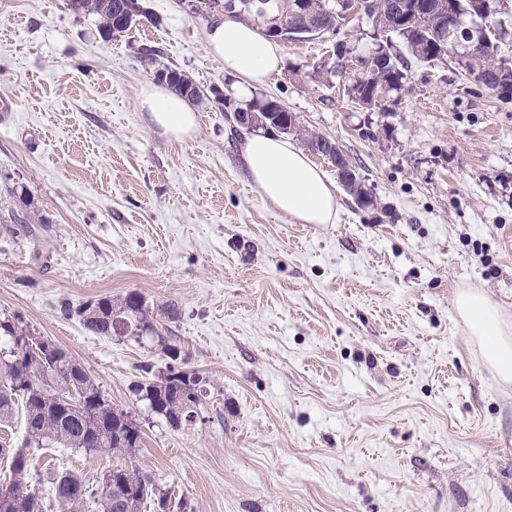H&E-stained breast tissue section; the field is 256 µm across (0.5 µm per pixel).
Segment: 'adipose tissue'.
I'll return each mask as SVG.
<instances>
[{
  "instance_id": "ef3b65f1",
  "label": "adipose tissue",
  "mask_w": 512,
  "mask_h": 512,
  "mask_svg": "<svg viewBox=\"0 0 512 512\" xmlns=\"http://www.w3.org/2000/svg\"><path fill=\"white\" fill-rule=\"evenodd\" d=\"M206 47L212 57L223 60L225 72L237 78L238 92L245 97L267 85L283 63L282 45L240 20L213 23ZM137 105L164 136L183 139L198 127V115L189 103L164 86H143ZM243 156L251 181L281 213L302 224L335 223L339 202L334 185L290 139L266 132L249 134ZM455 307L480 340L486 362L503 380L512 381V326L482 292L458 293Z\"/></svg>"
}]
</instances>
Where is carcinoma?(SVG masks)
Instances as JSON below:
<instances>
[{"mask_svg":"<svg viewBox=\"0 0 512 512\" xmlns=\"http://www.w3.org/2000/svg\"><path fill=\"white\" fill-rule=\"evenodd\" d=\"M462 15L488 20L493 16V0H457ZM308 8L317 21L331 32L338 21L331 11L329 0H308ZM68 8L75 14H95L101 20L105 38L117 40L126 35L142 20H151L138 0H68ZM395 26L386 35V41L399 39L407 54L390 59L373 73L355 78L353 89L370 94L373 85L384 84L388 91H400L408 78V68L415 61L432 66L448 55V44L441 41L438 23L427 22L426 28L411 30L392 18ZM464 69L503 101L512 100V60L497 58L498 45L486 30L467 29L461 36ZM475 48V56L465 54ZM169 85L189 101L200 97L193 81L177 69H169ZM237 127L246 130L276 129L283 134L301 131L297 115L285 111L274 98L252 101L232 109ZM306 143L316 145L317 154L336 166L341 185L359 203L370 204L368 193L355 168L349 165L336 143L318 133H309ZM86 330L95 336H113L117 320L124 324L130 337L157 336L163 343L164 356L169 363L181 359V349L161 336L154 323L152 311L144 297L135 291L118 301L102 297L86 303L78 310ZM33 336L28 324L17 314L0 316V343L11 346L9 354L0 356V425L12 421L15 411L23 410L26 443L39 448H70L86 454L109 453L122 455L140 447L142 432L129 412L116 408L104 397L85 370L60 348L42 352L39 364L29 365L28 352L23 342ZM155 365L145 363L140 370L150 379L132 385L135 400L152 408L168 426L178 430L186 421L177 416L181 405L199 406L205 394L198 396L187 388L183 380L170 375V368L158 372ZM0 457L9 461L8 479L0 481V512H45L46 502L32 485V464L21 448L0 445ZM53 498L57 512H82L93 502L98 512H141L147 501H152L155 512H170L171 495L155 487L152 480L136 466L116 464L106 471L102 487L96 492L87 480L71 471H58L52 479Z\"/></svg>","mask_w":512,"mask_h":512,"instance_id":"obj_1","label":"carcinoma"}]
</instances>
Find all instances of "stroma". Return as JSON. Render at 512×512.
Listing matches in <instances>:
<instances>
[{"instance_id": "obj_1", "label": "stroma", "mask_w": 512, "mask_h": 512, "mask_svg": "<svg viewBox=\"0 0 512 512\" xmlns=\"http://www.w3.org/2000/svg\"><path fill=\"white\" fill-rule=\"evenodd\" d=\"M151 19L107 41L67 0H0V314L19 315L129 411L127 456L190 512H512V383L455 310L483 291L512 320V101L456 54L412 64L363 108L348 77L317 75L337 43L375 44L368 17L283 44L257 99L335 141L371 196L337 189L333 224H299L248 179L243 133L216 103L246 100L206 52L214 15L143 0ZM156 49L144 66L143 46ZM204 90L197 132L162 136L137 107L156 69ZM139 292L206 382L172 430L137 402L157 339L89 333L73 308ZM98 483L109 454L33 448Z\"/></svg>"}]
</instances>
